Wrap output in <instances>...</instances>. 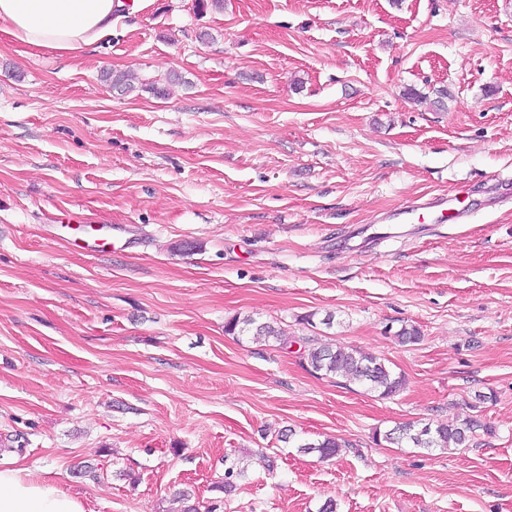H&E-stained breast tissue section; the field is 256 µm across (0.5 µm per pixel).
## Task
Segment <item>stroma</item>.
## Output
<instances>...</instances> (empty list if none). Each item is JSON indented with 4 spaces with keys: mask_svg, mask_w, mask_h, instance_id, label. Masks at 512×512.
Instances as JSON below:
<instances>
[{
    "mask_svg": "<svg viewBox=\"0 0 512 512\" xmlns=\"http://www.w3.org/2000/svg\"><path fill=\"white\" fill-rule=\"evenodd\" d=\"M509 179L512 0H146L77 58L0 31V468L85 512L208 507L237 457L223 512H512ZM236 316L406 386L337 384ZM490 392L478 447L373 440ZM329 435L338 458L298 452ZM224 332L233 336H253L255 340H264L269 342L270 339L274 340L281 347H292L293 341L284 334L281 328H277L271 323H258L251 317L243 319L234 318L224 324ZM289 345V346H288Z\"/></svg>",
    "mask_w": 512,
    "mask_h": 512,
    "instance_id": "1",
    "label": "stroma"
}]
</instances>
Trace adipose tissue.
<instances>
[{"label":"adipose tissue","instance_id":"obj_1","mask_svg":"<svg viewBox=\"0 0 512 512\" xmlns=\"http://www.w3.org/2000/svg\"><path fill=\"white\" fill-rule=\"evenodd\" d=\"M144 0H0V27L34 50L78 55L112 38L115 16ZM0 512H85L80 494L23 469H0Z\"/></svg>","mask_w":512,"mask_h":512}]
</instances>
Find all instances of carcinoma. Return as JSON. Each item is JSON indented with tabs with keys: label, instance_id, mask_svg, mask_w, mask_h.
<instances>
[{
	"label": "carcinoma",
	"instance_id": "cac0c4a2",
	"mask_svg": "<svg viewBox=\"0 0 512 512\" xmlns=\"http://www.w3.org/2000/svg\"><path fill=\"white\" fill-rule=\"evenodd\" d=\"M105 81L113 88L125 93L136 90L135 75L130 71L111 70L105 73ZM227 335H249L255 340H274L282 347L293 345L284 332L271 323H259L251 317L234 318L224 324ZM302 360L311 370L321 376L336 377L364 387L380 398H390L405 386V377L395 372L388 360L355 347L337 345L330 347L303 348ZM493 434L492 427L476 416H471L448 424L432 425L423 422L401 423L394 428L375 432V442L390 440L400 446L426 451H453L457 448H472L478 444L479 434ZM346 442L334 437L321 441L298 445L301 453L316 452L322 460H330L340 455ZM245 476V467L234 464L224 471V478L217 482L215 490L228 494L236 489L237 481Z\"/></svg>",
	"mask_w": 512,
	"mask_h": 512
}]
</instances>
